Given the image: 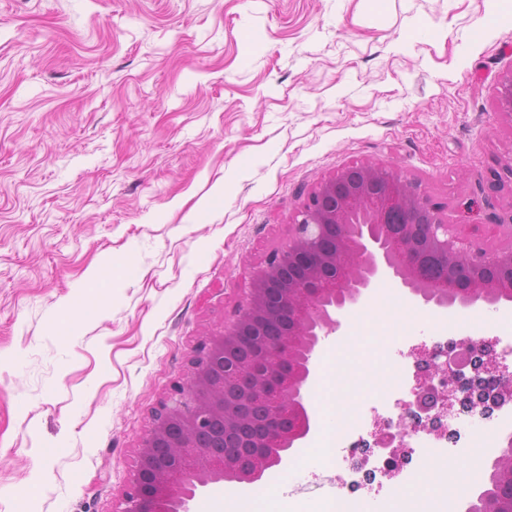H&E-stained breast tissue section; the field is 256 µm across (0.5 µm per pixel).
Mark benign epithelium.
<instances>
[{"label":"benign epithelium","mask_w":512,"mask_h":512,"mask_svg":"<svg viewBox=\"0 0 512 512\" xmlns=\"http://www.w3.org/2000/svg\"><path fill=\"white\" fill-rule=\"evenodd\" d=\"M496 101L512 120V70ZM492 176L498 189L512 185V156L499 160ZM291 232L288 245L252 273L236 321L196 347L188 375L154 410L119 512H189L197 490L224 481L254 485L280 464L311 429L303 397L311 369L302 354L319 330L339 327L331 315L337 297L357 302L390 270L427 304L446 307L463 291L473 304L487 292L512 301V246L464 239L421 184L391 165L361 162L336 171L309 194ZM432 266L441 277H428ZM282 318L288 329L257 344L248 377L224 364L251 326ZM241 400L264 408L260 430L244 443L248 450H225L217 429L204 444L205 425L237 424Z\"/></svg>","instance_id":"7a95c632"}]
</instances>
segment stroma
<instances>
[{"label":"stroma","instance_id":"35a3bbf8","mask_svg":"<svg viewBox=\"0 0 512 512\" xmlns=\"http://www.w3.org/2000/svg\"><path fill=\"white\" fill-rule=\"evenodd\" d=\"M511 70L512 0H0V512H117L153 409L340 168L393 165L512 245ZM394 298L467 313L385 279L315 373ZM303 454L266 474L289 500L352 480Z\"/></svg>","mask_w":512,"mask_h":512}]
</instances>
